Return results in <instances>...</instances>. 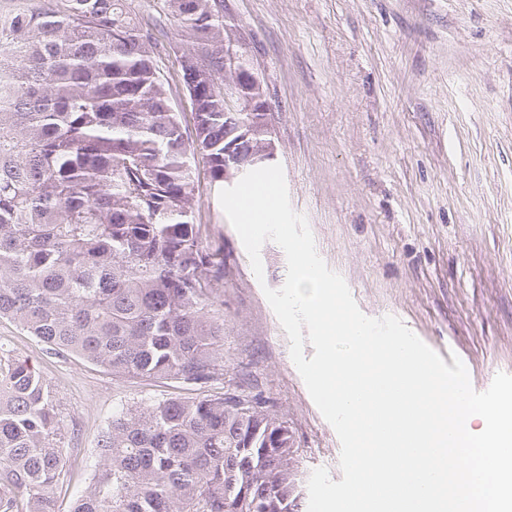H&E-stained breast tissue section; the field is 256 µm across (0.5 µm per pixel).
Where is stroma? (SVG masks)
I'll return each instance as SVG.
<instances>
[{
	"instance_id": "35a3bbf8",
	"label": "stroma",
	"mask_w": 512,
	"mask_h": 512,
	"mask_svg": "<svg viewBox=\"0 0 512 512\" xmlns=\"http://www.w3.org/2000/svg\"><path fill=\"white\" fill-rule=\"evenodd\" d=\"M224 21L273 95L291 206L361 312L458 356L477 391L512 374V0H224ZM202 193L203 242L224 246V364L249 366L276 402L297 470L340 481L339 438L263 293L283 286L285 254L265 242L256 278L218 190ZM2 343L59 400L71 449L59 512L89 485L116 406L186 394L48 354L8 319Z\"/></svg>"
}]
</instances>
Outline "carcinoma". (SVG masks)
<instances>
[{
  "instance_id": "carcinoma-1",
  "label": "carcinoma",
  "mask_w": 512,
  "mask_h": 512,
  "mask_svg": "<svg viewBox=\"0 0 512 512\" xmlns=\"http://www.w3.org/2000/svg\"><path fill=\"white\" fill-rule=\"evenodd\" d=\"M193 129L134 0H0V318L54 355L194 397L121 404L71 512H301L294 441L251 371L224 378V247L203 245L197 158L224 186V134L269 140L260 93L224 106V0H163ZM60 404L0 345V512H58Z\"/></svg>"
}]
</instances>
